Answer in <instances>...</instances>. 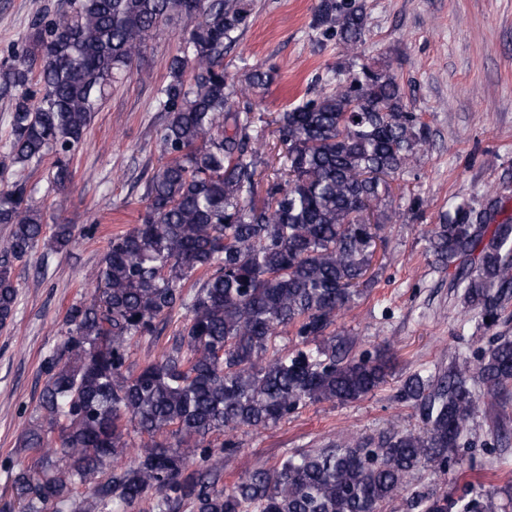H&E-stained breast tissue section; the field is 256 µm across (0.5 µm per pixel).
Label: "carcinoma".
<instances>
[{
    "label": "carcinoma",
    "instance_id": "carcinoma-1",
    "mask_svg": "<svg viewBox=\"0 0 512 512\" xmlns=\"http://www.w3.org/2000/svg\"><path fill=\"white\" fill-rule=\"evenodd\" d=\"M252 10V0H65L34 17L22 49L0 61V96L12 102L7 158L25 167L53 153L51 181L65 189L112 84L153 34L187 22L160 89L168 120L156 131L161 161L139 224L109 241L93 291L68 310L44 359L39 403L19 441L37 452V467L13 478L21 512H131L151 492V512H384L403 493L408 512H506L511 486L450 501L413 480L448 472L480 397L512 398V336L405 380L399 398L419 409L421 428L296 450L224 487L239 430L313 404L355 402L386 382L389 349L353 353L336 321L360 295L388 179L430 142L397 78L353 58L338 68L344 77L324 79L335 88L280 113L286 165L256 203L268 161L249 97L275 71L256 68L240 82L224 73V52ZM313 25L356 52L364 0H319ZM494 217L492 206L459 203L430 238L448 265L477 255L457 285L488 327L512 301V220ZM0 224L11 225L0 256L3 326L17 300L14 262L42 242L63 251L86 230L47 226L23 180L0 187ZM182 310L168 349L132 370V349L154 342ZM288 334L291 349L278 344Z\"/></svg>",
    "mask_w": 512,
    "mask_h": 512
}]
</instances>
